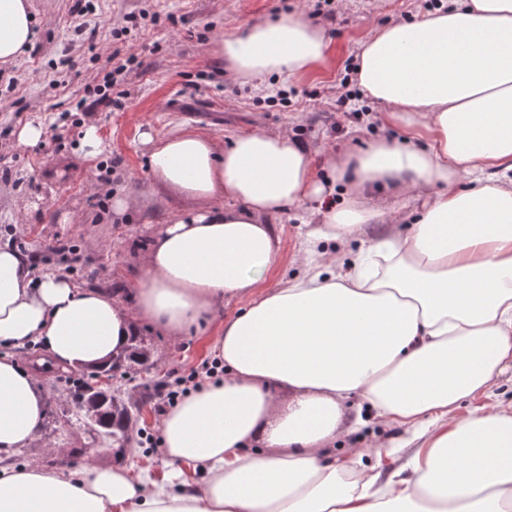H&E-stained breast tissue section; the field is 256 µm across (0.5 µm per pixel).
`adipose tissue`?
Listing matches in <instances>:
<instances>
[{"mask_svg":"<svg viewBox=\"0 0 512 512\" xmlns=\"http://www.w3.org/2000/svg\"><path fill=\"white\" fill-rule=\"evenodd\" d=\"M34 39L29 0H0V64ZM215 52L230 78L261 83L323 63L329 39L293 12ZM356 80L404 139L328 152L326 180L279 129L227 143L142 133L155 184L191 207L139 255L134 308L60 274L34 279L0 246V342L43 343L61 371L105 361L139 322L177 340L247 303L212 342L223 374L159 423L162 481L96 462L76 480L9 464L40 437L44 408L35 374L0 357V512H512V401L492 398L512 369V0H448L374 29ZM340 184L351 197L339 207ZM378 189L419 200L406 232L365 241L344 273L309 251L300 277L266 287L282 262L274 218L308 207L312 242L362 238L385 221L367 202ZM480 396L488 405L461 412ZM354 399L398 434L341 458L345 419L363 422Z\"/></svg>","mask_w":512,"mask_h":512,"instance_id":"ef3b65f1","label":"adipose tissue"}]
</instances>
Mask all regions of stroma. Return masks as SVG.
<instances>
[{"mask_svg":"<svg viewBox=\"0 0 512 512\" xmlns=\"http://www.w3.org/2000/svg\"><path fill=\"white\" fill-rule=\"evenodd\" d=\"M36 39L17 62L0 65V245H20L24 256H38L35 274L61 273L78 287L112 292L133 304L138 254L153 233L181 208L153 185L149 150L140 134L167 136L186 126L230 138L259 128L288 130L319 151L367 147L398 129L382 126L381 105L361 121L342 116L336 100L347 60L357 59L369 31L426 12L425 0H331L330 17L314 15L313 0H92L89 12H74V0H31ZM302 9L331 40L325 63L302 76L279 75L263 86L235 81L224 59L213 51L216 38L252 24ZM123 32L113 41V29ZM93 39H86V32ZM134 57L130 74L114 76L119 58ZM123 92L121 106L100 104V95ZM95 124L104 149L85 155L82 135ZM38 124L41 142L20 146L18 132ZM129 195L125 212L112 198ZM312 216L308 210L276 220L283 264L272 277L279 284L301 276L298 250ZM64 239L78 259L62 262L48 244ZM226 304L218 318L204 321L175 341L140 324L154 367L138 372L123 390L140 398L136 385L171 380L210 359L209 346L221 319L238 313ZM75 375L39 373L44 396L40 438L17 449L12 460L47 470L68 460L79 470L91 459L153 475L165 474L163 459L148 444L118 450L93 441L83 424L70 419L66 398Z\"/></svg>","mask_w":512,"mask_h":512,"instance_id":"obj_1","label":"stroma"}]
</instances>
